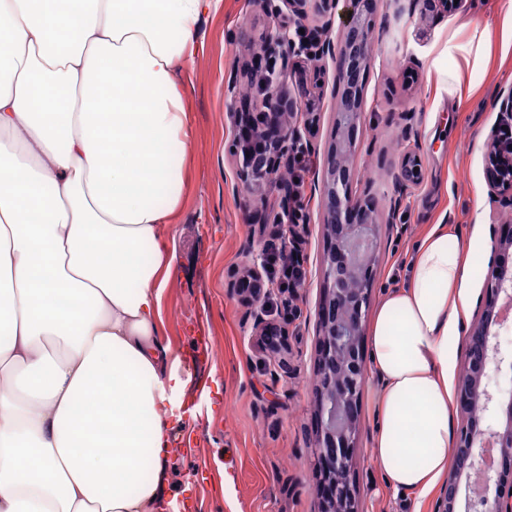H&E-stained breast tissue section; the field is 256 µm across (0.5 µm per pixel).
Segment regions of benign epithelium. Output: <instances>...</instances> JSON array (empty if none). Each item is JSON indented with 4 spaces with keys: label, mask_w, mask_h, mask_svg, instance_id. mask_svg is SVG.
<instances>
[{
    "label": "benign epithelium",
    "mask_w": 512,
    "mask_h": 512,
    "mask_svg": "<svg viewBox=\"0 0 512 512\" xmlns=\"http://www.w3.org/2000/svg\"><path fill=\"white\" fill-rule=\"evenodd\" d=\"M441 2L452 13L464 0H395L397 14H424ZM340 0H259L274 17L261 42L266 61L251 75L257 111L246 114L228 104L234 129L244 117L253 126V141L238 138L233 157L241 188L250 194L277 181L281 167L312 153V138L320 121V108L303 106L288 95V67L292 60L314 65L313 80L321 79L326 61L335 63L343 85L336 114L335 143L321 175L320 185L306 189L304 181L282 183L278 203L266 208L264 222L277 228L276 238H258L248 254L243 279L250 288L244 297L256 326L266 335L284 336L296 330L300 317L295 289L305 272L295 259L306 226L311 224L307 193L320 192L322 228L331 247L322 261L327 289L323 314L319 366L317 454L324 461L326 477L336 495L332 512H360L351 480V463L364 433L359 400L366 385L367 358L362 349L367 303L373 272L379 262L380 225L371 199L359 201L352 194L355 143L351 132L366 121L363 88L358 76L369 64V45L376 24L361 9L362 0H346L349 16L342 23V37L332 36ZM512 87L499 97L497 121L485 142L490 175L489 191L497 196L512 193ZM416 145L404 148L397 195L391 202L388 222L402 220V196L422 181ZM293 260L294 275L275 277V257ZM278 299L288 311L283 323L266 319L268 304ZM512 310V232L492 224V250L482 289L478 318L462 339L463 372L457 389L462 421L450 448L451 463L442 482L433 512H512V390L501 388L500 378L512 375V350L502 348L501 330L509 325Z\"/></svg>",
    "instance_id": "benign-epithelium-1"
}]
</instances>
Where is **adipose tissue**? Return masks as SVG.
<instances>
[{
  "mask_svg": "<svg viewBox=\"0 0 512 512\" xmlns=\"http://www.w3.org/2000/svg\"><path fill=\"white\" fill-rule=\"evenodd\" d=\"M220 2L0 0V512H178L186 382L160 300L193 138L180 72ZM472 256L433 228L372 320L373 456L398 492L448 472Z\"/></svg>",
  "mask_w": 512,
  "mask_h": 512,
  "instance_id": "ef3b65f1",
  "label": "adipose tissue"
}]
</instances>
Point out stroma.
Returning <instances> with one entry per match:
<instances>
[{"label": "stroma", "instance_id": "stroma-1", "mask_svg": "<svg viewBox=\"0 0 512 512\" xmlns=\"http://www.w3.org/2000/svg\"><path fill=\"white\" fill-rule=\"evenodd\" d=\"M507 0H467L456 13L396 15L393 0H374L385 33L371 47L365 72L363 128L352 191L374 198L382 222L380 260L370 308L402 288L418 242L435 225L450 239L472 241L489 257L492 220H512V207L491 199L485 139L496 102L512 88V40L503 37ZM489 22L492 60L468 71L470 90L448 95V37L461 22ZM270 19L258 0H221L202 22L204 45L182 71L185 104L194 129L184 203L173 231L176 259L161 296L164 340L182 359L188 381L182 403L196 420L185 450L172 456L168 489L180 494L181 512H322V469L317 440L319 313L326 289L320 268L327 241L320 199L312 197V223L301 244L305 278L299 289V332L270 343L256 329L238 281L253 244L262 197L238 189L228 108L253 111L248 70L263 66L259 36ZM236 79L234 102L224 88ZM418 133L421 189L402 205L406 221L386 226L406 125ZM334 114L324 111L314 135L315 155L282 170L290 180H316L327 160ZM382 381L369 370L360 399L365 432L352 462L363 512H433L434 495L416 497L385 486L372 453Z\"/></svg>", "mask_w": 512, "mask_h": 512}]
</instances>
